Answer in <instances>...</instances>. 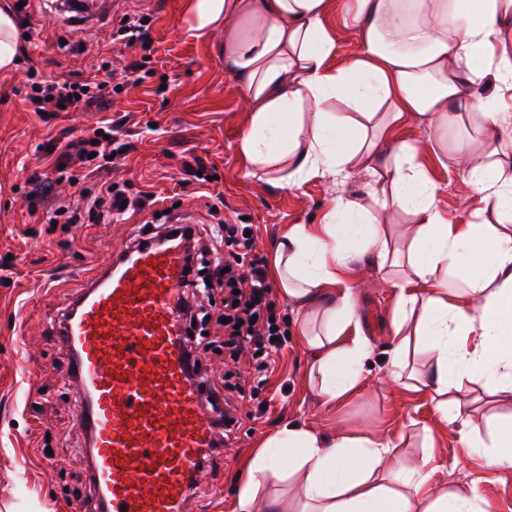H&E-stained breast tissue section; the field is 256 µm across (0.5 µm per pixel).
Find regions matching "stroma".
Returning a JSON list of instances; mask_svg holds the SVG:
<instances>
[{
  "mask_svg": "<svg viewBox=\"0 0 512 512\" xmlns=\"http://www.w3.org/2000/svg\"><path fill=\"white\" fill-rule=\"evenodd\" d=\"M54 2L32 0L30 20L19 27V65L0 76V512H13L24 500L35 512L91 508L85 435L71 410L57 319L87 288L89 267L103 266L111 254L133 247L143 231L166 229L147 212L79 228L37 223L36 212L77 204L81 189L107 180L130 193H155L164 207L192 215L196 250L209 247L211 225L246 220L268 257L290 227L325 223L336 197L381 213L367 163L352 164L344 178L322 171L294 187L272 174L254 176L238 151L250 112L239 83L224 66V34L188 32L185 0H165L161 8L151 0H117L109 16L90 26L55 18ZM127 14L149 17L150 49L118 37L119 21ZM326 24L336 41L328 67H349L357 32L349 22L348 0H329ZM34 65L52 79L106 83L111 96L108 102L43 120L24 102L27 72ZM104 117L111 119L116 136L130 143V151L97 170L76 164L57 176L47 143L65 148ZM381 136L419 146L416 161L438 188L443 216L455 224L484 221L479 198L452 150L463 137L480 145V136L451 129L450 148L443 151L434 146L439 132L414 116L382 129ZM194 156L204 160L208 182L184 178L182 166ZM34 174L50 185L38 201L26 184ZM393 272L373 255L348 265L372 355L357 392L339 404L324 402L310 382L312 356L297 335L303 314L279 299L285 346L256 399L240 402L243 425L224 458L205 473L193 499L198 512H236L234 492L247 477L245 461L268 435L293 424L322 434L383 435L398 443L405 464L429 457L437 485L465 494L478 490L487 512H512V469L487 466L482 449L465 447L459 425L445 420L425 391L408 380L396 382L385 371L399 297L391 284ZM458 399L481 426L512 419V401L491 395L486 387L464 384ZM261 400L270 407L259 417L255 411Z\"/></svg>",
  "mask_w": 512,
  "mask_h": 512,
  "instance_id": "35a3bbf8",
  "label": "stroma"
}]
</instances>
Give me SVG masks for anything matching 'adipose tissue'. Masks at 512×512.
<instances>
[{"mask_svg": "<svg viewBox=\"0 0 512 512\" xmlns=\"http://www.w3.org/2000/svg\"><path fill=\"white\" fill-rule=\"evenodd\" d=\"M185 11L195 35L224 29V63L251 112L238 150L254 169L280 173L293 186L321 168L340 173L385 150L375 175L391 193L381 206L409 210L415 221L410 244L395 255L403 273L394 283L398 339L389 373L396 380L405 374L409 339L401 331L414 321L431 355L418 384L437 410L460 420L467 447H482L478 424L451 402L464 376L512 400V103L505 97L512 91V0H352L358 57L338 71L327 65L336 50L324 22L327 0H187ZM19 57L12 0H0V74L14 71ZM490 80L495 94L476 95ZM333 100L344 111L331 112ZM406 114L437 131L465 125L481 133L479 161L468 158L464 142L458 160L496 223H449L416 162L417 147L369 140L371 122ZM329 217L314 228L295 225L278 241L273 275L294 306L317 307L299 335L313 354L309 377L319 395L339 403L371 356L341 272L354 255L390 253L374 215L357 212L353 201L337 197ZM425 241L430 251L421 250ZM463 269L464 301L448 286ZM394 451L378 436L284 426L247 461L238 512H280L279 501L260 498L271 475L297 480L294 512H484L479 494L437 490L426 464H391Z\"/></svg>", "mask_w": 512, "mask_h": 512, "instance_id": "obj_1", "label": "adipose tissue"}]
</instances>
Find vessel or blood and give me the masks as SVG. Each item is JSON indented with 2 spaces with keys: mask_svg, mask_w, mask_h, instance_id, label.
<instances>
[{
  "mask_svg": "<svg viewBox=\"0 0 512 512\" xmlns=\"http://www.w3.org/2000/svg\"><path fill=\"white\" fill-rule=\"evenodd\" d=\"M185 236L135 246L60 318L99 512H188L219 412L189 377Z\"/></svg>",
  "mask_w": 512,
  "mask_h": 512,
  "instance_id": "vessel-or-blood-1",
  "label": "vessel or blood"
}]
</instances>
